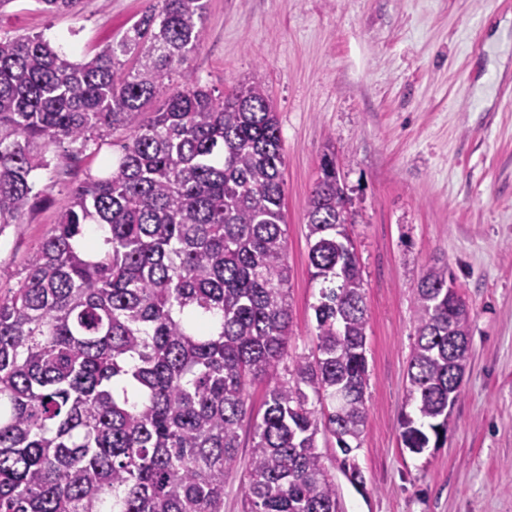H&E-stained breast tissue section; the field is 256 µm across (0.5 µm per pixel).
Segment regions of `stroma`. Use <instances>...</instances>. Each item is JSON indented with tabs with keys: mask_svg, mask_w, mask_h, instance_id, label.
<instances>
[{
	"mask_svg": "<svg viewBox=\"0 0 512 512\" xmlns=\"http://www.w3.org/2000/svg\"><path fill=\"white\" fill-rule=\"evenodd\" d=\"M149 0H84L48 14L13 0L0 32L44 35L73 60L123 34ZM512 0H207L189 69L228 93L261 80L285 154L291 271L289 353H309L320 284L305 214L326 151L345 176L369 311L370 397L356 489L334 440H319L336 475L340 512H512ZM507 70L498 73L500 57ZM108 132L70 158L59 147L40 171L33 206L0 234V292L17 287L28 255L58 224L68 191L99 175L125 141ZM446 262L471 310L460 398L438 448H403L399 420L415 342L413 288ZM224 480V512H242L249 424Z\"/></svg>",
	"mask_w": 512,
	"mask_h": 512,
	"instance_id": "1",
	"label": "stroma"
}]
</instances>
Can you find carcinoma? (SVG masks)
<instances>
[{
    "label": "carcinoma",
    "instance_id": "cac0c4a2",
    "mask_svg": "<svg viewBox=\"0 0 512 512\" xmlns=\"http://www.w3.org/2000/svg\"><path fill=\"white\" fill-rule=\"evenodd\" d=\"M36 3L54 14L81 0ZM205 21L206 0H156L80 61L41 34L0 35V233L31 207L51 148L76 158L129 131L0 298V512H224L257 380L242 512H339L321 428L363 484L369 316L344 176L325 153L305 214L315 353L290 359L277 115L260 82L216 96L186 74ZM89 224L97 244L83 243ZM413 298L418 417L402 415L400 438L420 454L447 438L471 312L438 261Z\"/></svg>",
    "mask_w": 512,
    "mask_h": 512
}]
</instances>
